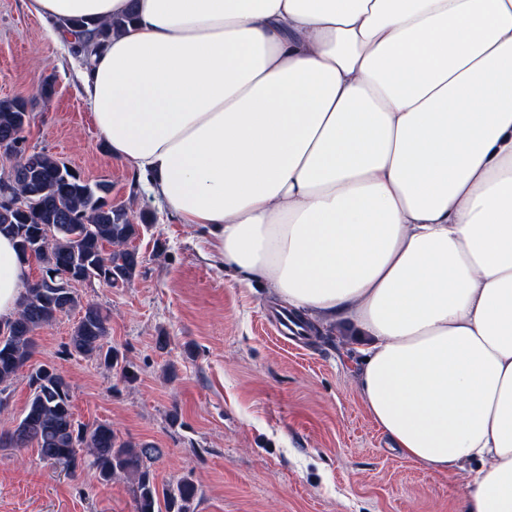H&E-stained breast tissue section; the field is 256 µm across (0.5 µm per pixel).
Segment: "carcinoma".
<instances>
[{
  "mask_svg": "<svg viewBox=\"0 0 512 512\" xmlns=\"http://www.w3.org/2000/svg\"><path fill=\"white\" fill-rule=\"evenodd\" d=\"M129 18L95 23L72 22L70 49L91 64V54L102 49L112 32ZM30 112L25 101L0 99V145H18L12 189L21 200L16 208L0 207V233L11 236L22 259L35 258L41 276L27 282L17 314L0 332V385L11 381L30 362L38 330L63 313L78 311V321L65 345L67 355L119 366L117 351L106 346L108 316L94 303H84L72 282H99L111 287L130 283L140 274L139 252L129 247L140 235V225L151 223L146 214L135 224L126 208L112 203L108 183L84 179L74 168L40 150L27 151L26 128ZM30 399L19 421L0 432V446L38 449L41 459L75 474L94 469L103 483L126 480L132 484L135 512H194L198 487L190 476L160 487L150 471L160 449L121 440L112 424L90 427L72 411L66 378L47 365L28 375Z\"/></svg>",
  "mask_w": 512,
  "mask_h": 512,
  "instance_id": "cac0c4a2",
  "label": "carcinoma"
}]
</instances>
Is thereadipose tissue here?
<instances>
[{
  "instance_id": "obj_1",
  "label": "adipose tissue",
  "mask_w": 512,
  "mask_h": 512,
  "mask_svg": "<svg viewBox=\"0 0 512 512\" xmlns=\"http://www.w3.org/2000/svg\"><path fill=\"white\" fill-rule=\"evenodd\" d=\"M133 24L80 76L111 154L225 268L366 338L378 427L512 512V0H25ZM25 266L0 235V317Z\"/></svg>"
}]
</instances>
